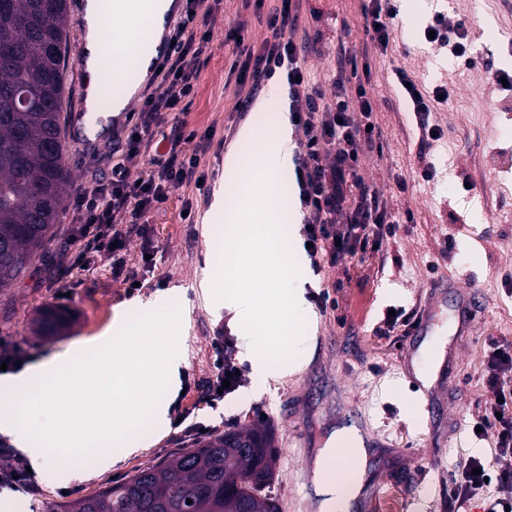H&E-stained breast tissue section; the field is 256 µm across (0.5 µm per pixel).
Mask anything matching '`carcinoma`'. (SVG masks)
Here are the masks:
<instances>
[{"instance_id": "cac0c4a2", "label": "carcinoma", "mask_w": 512, "mask_h": 512, "mask_svg": "<svg viewBox=\"0 0 512 512\" xmlns=\"http://www.w3.org/2000/svg\"><path fill=\"white\" fill-rule=\"evenodd\" d=\"M67 0H0V291L45 251L68 187L61 138ZM26 94L27 104L15 99ZM274 435H213L58 512H278Z\"/></svg>"}]
</instances>
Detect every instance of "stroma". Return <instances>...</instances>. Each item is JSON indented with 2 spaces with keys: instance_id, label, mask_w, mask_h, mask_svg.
<instances>
[{
  "instance_id": "35a3bbf8",
  "label": "stroma",
  "mask_w": 512,
  "mask_h": 512,
  "mask_svg": "<svg viewBox=\"0 0 512 512\" xmlns=\"http://www.w3.org/2000/svg\"><path fill=\"white\" fill-rule=\"evenodd\" d=\"M87 0H68L73 37L64 77V122L72 124L85 110V74L77 66L83 50L77 35ZM362 0H300V14L314 37L306 51L307 67L322 84L355 56L370 74L368 90L383 149L366 154L360 164L365 183L379 191L388 209L409 213L396 237L378 251L347 256L334 267L314 273L303 264L296 287L305 300L306 329L296 355L274 379H261L252 365L256 354L245 341L233 312L215 309L201 283L213 278L228 228L210 212L228 147L246 124L265 127L263 113H238L241 98L228 69L233 44L225 38L229 22L246 23L253 38L264 30L255 17L254 0H220L222 22L213 28L208 63L185 116L198 131L225 137L202 160L203 189L185 186L159 205L150 223L157 252L155 267L141 290L128 293L113 280L107 266L55 280L54 272L69 259L66 235L71 217L62 214L54 238L26 277L0 292V336L20 341L37 360L65 351L76 341L108 326L116 308L138 299L163 295L181 309L179 339L188 360L181 382L204 381L210 375L214 337H230L235 358L246 368L243 385L226 398L221 410L201 408L197 421L223 423L225 429L256 422L270 425L279 450L277 478L271 495L279 512H305L310 495L302 473L311 467L307 447L325 448L331 434L343 427V415L359 412L379 453L364 460L362 488L380 487L372 512H448V473L468 456L495 462L493 436L476 437L472 424L493 400L482 383L492 340H512V88L489 83L486 68L512 75V0H398L393 48L380 54L367 48ZM449 23L465 20L468 53L476 69L427 44L423 30L436 13ZM411 71L426 93L441 87L448 101L432 114L443 136L431 153L435 177L423 179L419 131L411 106L394 76L396 68ZM406 180L399 189L398 180ZM197 207V221L183 223L185 202ZM450 277L465 287L482 289L486 306L471 336L462 342L458 376L450 385V407L440 408L433 425H423L422 398L411 392L404 374V330L388 336L376 329L388 308H417L428 298L431 283ZM164 287H157V280ZM326 290L336 300L323 312L310 302L311 292ZM63 317L64 326L39 336L35 323L44 312ZM135 450L107 470L90 467L85 478L67 483L39 475V498L18 492L0 493V512H52L57 505L90 494L134 470L161 463L183 448L175 427L158 430L155 423L130 432Z\"/></svg>"
}]
</instances>
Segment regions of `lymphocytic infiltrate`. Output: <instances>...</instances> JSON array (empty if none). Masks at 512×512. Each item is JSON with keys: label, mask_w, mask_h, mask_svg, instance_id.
Segmentation results:
<instances>
[{"label": "lymphocytic infiltrate", "mask_w": 512, "mask_h": 512, "mask_svg": "<svg viewBox=\"0 0 512 512\" xmlns=\"http://www.w3.org/2000/svg\"><path fill=\"white\" fill-rule=\"evenodd\" d=\"M256 7L265 0H255ZM265 35L251 40L243 23H235L227 38L233 41V60L229 72L238 87L257 91L274 76L285 75L292 95L291 115L298 121L304 138L296 175L304 213V233L310 244L308 254L316 270L336 266L343 256L382 246L396 236L402 219L393 214L378 192L365 184L359 174L362 157L381 149V131L373 125V106L366 81L337 78L333 98H326L319 84L312 82L305 67V42L299 41L301 27L295 0H279L266 8ZM370 46L387 53L393 22L398 15L394 0H364L361 8ZM217 20L214 7L205 0H185L179 20L170 29L169 45L156 64L158 83L147 89L138 111L128 113L122 136L112 145L120 159L113 163L108 177L84 179L73 190L68 206L72 226L68 242L74 252L70 270L94 267L107 260L113 278L130 286L139 280L138 272L128 268L126 252L131 238L142 241L151 268L153 241L148 235L150 217L170 193L192 183L203 186L205 175L200 160L213 146V133H198L186 122H177L164 131L168 114L186 112L204 64L202 56L211 39V26ZM435 37L431 44L467 66L475 61L467 55L468 29L465 22L448 24L435 14L428 25ZM399 83L413 106L417 128L426 147L437 140L429 116L433 104L420 95L409 70L395 71ZM193 152H186V143ZM139 167L138 178H131V167ZM212 369L195 402L215 409L223 402V384L238 388L242 377L233 358L232 341L215 337L211 344ZM489 374L485 382L494 393L479 426L491 433L496 456L512 457V341L492 342L488 355ZM23 453L0 441V489L40 496L42 487L35 474L27 470ZM493 478L497 493L483 497L486 478ZM481 499L482 512H512V468L491 469L479 457H468L448 476V508L460 512L465 503Z\"/></svg>", "instance_id": "lymphocytic-infiltrate-1"}]
</instances>
